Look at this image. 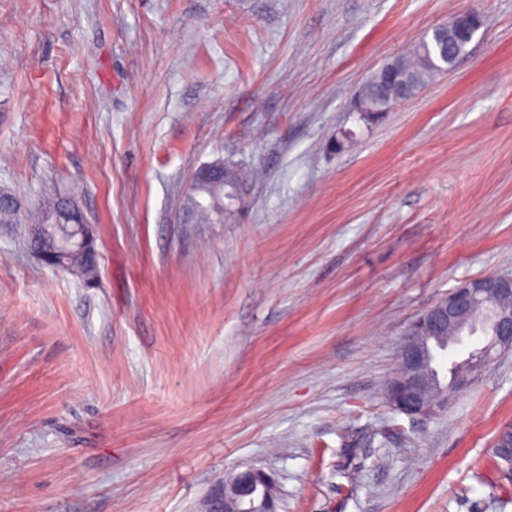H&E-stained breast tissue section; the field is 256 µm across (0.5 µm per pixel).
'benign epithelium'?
Listing matches in <instances>:
<instances>
[{
  "mask_svg": "<svg viewBox=\"0 0 512 512\" xmlns=\"http://www.w3.org/2000/svg\"><path fill=\"white\" fill-rule=\"evenodd\" d=\"M482 26L480 17L459 11L448 19V28L469 45ZM485 308L484 344L472 350L468 368L457 370L449 387L437 381V342L440 333L453 327L463 333L474 308ZM512 350V276L490 274L465 282L436 300L406 328L398 350L399 367L385 383V396L392 409L419 419L435 417L448 406L451 394L465 389L471 372L488 368L503 352ZM258 492L262 512H276L271 478L257 468L234 473L206 499L205 512H255L246 493Z\"/></svg>",
  "mask_w": 512,
  "mask_h": 512,
  "instance_id": "obj_1",
  "label": "benign epithelium"
}]
</instances>
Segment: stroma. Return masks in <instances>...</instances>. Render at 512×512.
<instances>
[{
  "label": "stroma",
  "mask_w": 512,
  "mask_h": 512,
  "mask_svg": "<svg viewBox=\"0 0 512 512\" xmlns=\"http://www.w3.org/2000/svg\"><path fill=\"white\" fill-rule=\"evenodd\" d=\"M462 10L455 68L360 121ZM217 159L243 217L177 223ZM74 184L95 286L0 224V512H199L247 467L277 512H512V352L437 417L383 395L418 313L512 276V0H0V186ZM364 101L366 108L369 111L379 112H364V107L361 102L360 94L354 102V112H364L360 114L361 121L371 124L379 120L384 112H390L394 105L398 103L397 100V86L388 85L379 79L369 80L363 89Z\"/></svg>",
  "instance_id": "obj_1"
}]
</instances>
